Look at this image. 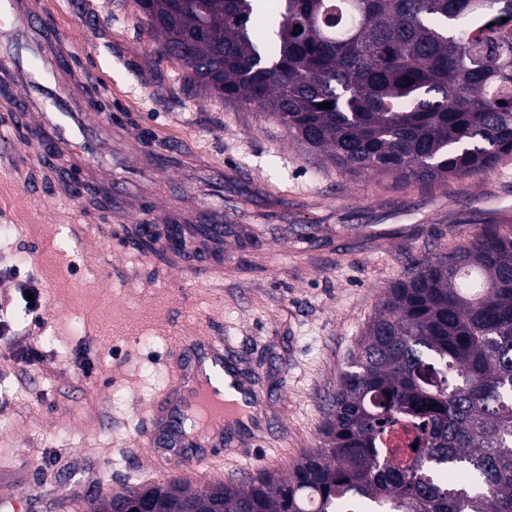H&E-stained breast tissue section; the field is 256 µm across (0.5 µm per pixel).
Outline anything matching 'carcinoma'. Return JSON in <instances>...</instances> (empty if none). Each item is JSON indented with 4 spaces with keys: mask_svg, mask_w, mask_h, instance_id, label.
<instances>
[{
    "mask_svg": "<svg viewBox=\"0 0 512 512\" xmlns=\"http://www.w3.org/2000/svg\"><path fill=\"white\" fill-rule=\"evenodd\" d=\"M137 2L206 93L344 171L444 183L512 158V0H281L262 37L254 0ZM400 424L417 449L395 464ZM142 497L149 512H512V232L484 224L386 289L321 445L288 476L71 499L123 512Z\"/></svg>",
    "mask_w": 512,
    "mask_h": 512,
    "instance_id": "carcinoma-1",
    "label": "carcinoma"
}]
</instances>
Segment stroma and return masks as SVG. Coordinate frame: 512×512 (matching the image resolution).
<instances>
[{
    "label": "stroma",
    "instance_id": "1",
    "mask_svg": "<svg viewBox=\"0 0 512 512\" xmlns=\"http://www.w3.org/2000/svg\"><path fill=\"white\" fill-rule=\"evenodd\" d=\"M86 99L110 120L103 140L182 156L149 172L124 169L127 206L172 224H224V280L185 279L87 221L61 189L31 195L39 164L0 152V319L45 337V363L13 365L0 342V499L54 512L95 494L174 477L201 489L287 475L320 442L329 400L383 291L411 259L464 244L467 229L512 226V160L494 172L406 186L339 170L267 112L226 103L162 57L135 0H41ZM43 300L32 325L20 290ZM175 336L220 338L260 391L251 433L224 435L214 468L139 445L142 406L170 382Z\"/></svg>",
    "mask_w": 512,
    "mask_h": 512
}]
</instances>
